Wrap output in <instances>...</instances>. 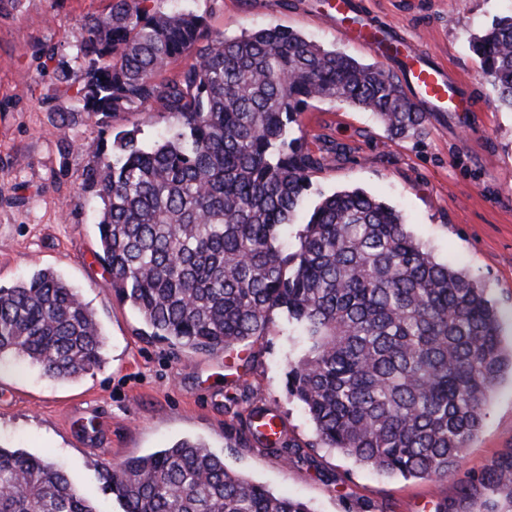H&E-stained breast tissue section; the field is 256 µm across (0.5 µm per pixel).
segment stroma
<instances>
[{
	"label": "stroma",
	"instance_id": "stroma-1",
	"mask_svg": "<svg viewBox=\"0 0 512 512\" xmlns=\"http://www.w3.org/2000/svg\"><path fill=\"white\" fill-rule=\"evenodd\" d=\"M366 11L446 62L472 111L429 117L415 140L392 138L371 113L315 101L301 116L304 146L321 165L311 174L302 217L326 195L359 188L401 211L413 236L440 261L470 273L512 336V110L500 107L470 45L471 34L512 14V0H357ZM108 0H22L0 17V285L49 268L78 288L105 339L100 367L76 379L46 376L18 356L0 359V444L59 463L89 499L121 512L97 465L152 453L192 437L225 465L312 512H512L480 476L512 451V381L497 387L480 433L448 477L386 476L342 453L313 447V426L286 391L289 343L279 326L246 345L194 353L146 336L137 313L120 303L98 262L93 217L98 201L82 191L89 158L80 144L106 132L140 128L145 142L166 128L161 112H120L108 126L82 119L63 151L45 98L52 71L30 58L39 41L57 44L79 67L75 37ZM213 35L268 26L298 31L366 63L377 55L346 42L320 20L325 0H191ZM276 414L287 448L252 442L251 409ZM469 495L460 498V487Z\"/></svg>",
	"mask_w": 512,
	"mask_h": 512
}]
</instances>
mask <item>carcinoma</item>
I'll use <instances>...</instances> for the list:
<instances>
[{
  "mask_svg": "<svg viewBox=\"0 0 512 512\" xmlns=\"http://www.w3.org/2000/svg\"><path fill=\"white\" fill-rule=\"evenodd\" d=\"M471 43L512 109V15ZM77 48V70L52 44L31 51L55 75L47 103L61 143L79 115L105 127L117 112L175 119L152 143L135 128L81 145L92 157L81 188L101 203L96 258L151 336L217 353L278 321L291 341L287 393L316 444L388 476L456 471L512 376V342L485 289L360 189L322 198L295 250L283 248L320 165L296 135L303 108L347 103L394 136H418L428 115L395 76L287 28L216 37L205 15L143 0H111ZM103 349L89 305L55 272L0 286V358L65 380L100 366ZM103 476L122 512H310L191 439L106 464ZM482 481L512 492V452ZM0 512L101 510L51 461L0 445Z\"/></svg>",
  "mask_w": 512,
  "mask_h": 512,
  "instance_id": "carcinoma-1",
  "label": "carcinoma"
}]
</instances>
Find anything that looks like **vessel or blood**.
<instances>
[{"label": "vessel or blood", "instance_id": "vessel-or-blood-1", "mask_svg": "<svg viewBox=\"0 0 512 512\" xmlns=\"http://www.w3.org/2000/svg\"><path fill=\"white\" fill-rule=\"evenodd\" d=\"M325 18L340 37L366 46L394 66L404 88L424 111H470L469 99L456 92V81L446 65L434 62L416 43L362 13L356 0H330Z\"/></svg>", "mask_w": 512, "mask_h": 512}]
</instances>
